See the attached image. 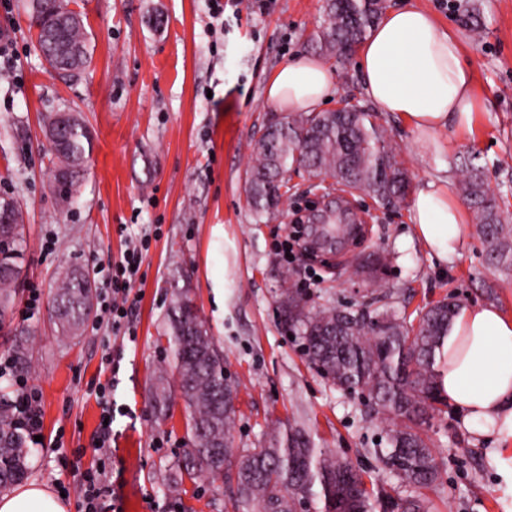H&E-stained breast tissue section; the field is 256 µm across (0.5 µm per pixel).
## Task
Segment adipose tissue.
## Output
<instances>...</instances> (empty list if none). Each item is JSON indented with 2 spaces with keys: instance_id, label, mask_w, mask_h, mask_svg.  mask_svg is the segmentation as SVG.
Instances as JSON below:
<instances>
[{
  "instance_id": "adipose-tissue-1",
  "label": "adipose tissue",
  "mask_w": 512,
  "mask_h": 512,
  "mask_svg": "<svg viewBox=\"0 0 512 512\" xmlns=\"http://www.w3.org/2000/svg\"><path fill=\"white\" fill-rule=\"evenodd\" d=\"M463 56L455 33L427 10L408 6L388 11L372 28L357 66L373 106L407 122L425 149L438 147L445 129L473 128L479 105ZM335 92L328 65L302 55L274 73L266 100L281 112H313ZM411 221L436 258L457 254L467 214L447 180L427 181L417 191ZM437 362L441 391L465 427L512 437V318L492 303L461 306ZM0 512H69V505L47 483L31 481L0 494Z\"/></svg>"
}]
</instances>
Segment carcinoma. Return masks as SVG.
<instances>
[{
  "label": "carcinoma",
  "mask_w": 512,
  "mask_h": 512,
  "mask_svg": "<svg viewBox=\"0 0 512 512\" xmlns=\"http://www.w3.org/2000/svg\"><path fill=\"white\" fill-rule=\"evenodd\" d=\"M52 0H26L29 30L43 45V33L53 19ZM383 0H326L320 48L349 53L374 25ZM64 43L80 52L82 67L92 60L86 27L65 28ZM52 144L57 175L81 186L92 133L78 112H52L44 119ZM314 169L335 181L363 189L382 201L402 197L409 178L387 150L371 114L353 105L330 112H298L268 125L253 147L248 178L251 207L257 218L278 211L285 175L294 166ZM462 191L478 208V233L488 258L512 266V229L503 224L496 197L489 192L482 172L466 170ZM0 324L4 323L18 294L23 243V212L12 199H0ZM93 288L82 271L67 274L55 288L56 324L79 332L92 312ZM387 288L376 290L366 302L370 312L344 320L334 305L310 307L297 291L286 292L281 312L304 340L306 355L336 387L359 389L378 408L387 423L385 439L373 449L375 457L397 486L415 491L432 485L439 469L434 450L420 428L432 411L447 404L439 391L436 351L447 336L456 304L443 300L431 306L414 327L402 320L389 299ZM171 354L169 368L156 373L151 394L160 412H167L172 386L185 404V429L191 442L184 456L171 467L168 489L185 492L184 483L220 480L235 487L225 512H430L426 501L412 494L393 497L370 492L360 475L327 448H317L293 427L275 424L255 448L233 447L237 416V386L224 368V353L215 344L201 318L191 290L173 294L165 331ZM176 377L171 384L170 376ZM30 436L18 428L13 404L0 394V489L26 478L32 449Z\"/></svg>",
  "instance_id": "1"
}]
</instances>
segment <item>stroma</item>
I'll return each instance as SVG.
<instances>
[{
	"label": "stroma",
	"mask_w": 512,
	"mask_h": 512,
	"mask_svg": "<svg viewBox=\"0 0 512 512\" xmlns=\"http://www.w3.org/2000/svg\"><path fill=\"white\" fill-rule=\"evenodd\" d=\"M92 35L93 61L64 76L48 70L29 31L23 0H0V197L24 214L19 259L22 292L13 318L0 327V356L13 354L30 331L28 363L0 377L17 398L36 393L40 442L28 476L53 489L100 475L114 489L117 512H224L226 492L199 483L177 496L163 487L188 446L185 409L173 397L168 413L151 404L154 376L170 359L164 331L173 286L190 289L225 365L238 384L234 445H258L268 426L303 427L318 448L332 449L361 474L367 488L395 481L372 454L385 430L366 398L333 386L290 338L280 308L285 290L302 289L310 303L342 308L365 300L353 274L371 252L386 258L383 282L394 306L417 324L432 304L495 302L512 315V267L488 263L475 222L457 255L432 257L415 235L411 199L385 206L365 190L292 176L279 214L255 223L247 202L252 143L280 119L265 97L276 70L298 55L321 57L336 93L324 105L372 104L355 58L321 53L316 36L325 0H250L213 15L209 0H74ZM387 7L428 10L462 41L480 110L470 133L444 130L441 151L418 152L416 134L399 117L374 120L397 162L419 189L433 177L458 191L466 164L479 167L512 225V0H386ZM161 17L153 26V17ZM81 112L92 129L87 170L69 205L49 187L51 147L41 130L48 112ZM340 199L360 217L363 232L345 247L288 260L291 212L319 194ZM152 233L135 286L134 339L83 327L59 333L51 300L70 267L93 271L131 240ZM42 288L38 312L27 315L24 290ZM118 373H111L110 362ZM26 387H19V380ZM111 384L112 444L93 451L102 416L100 385ZM439 478L420 489L430 512H512V439L475 435L452 407L428 419Z\"/></svg>",
	"instance_id": "obj_1"
}]
</instances>
